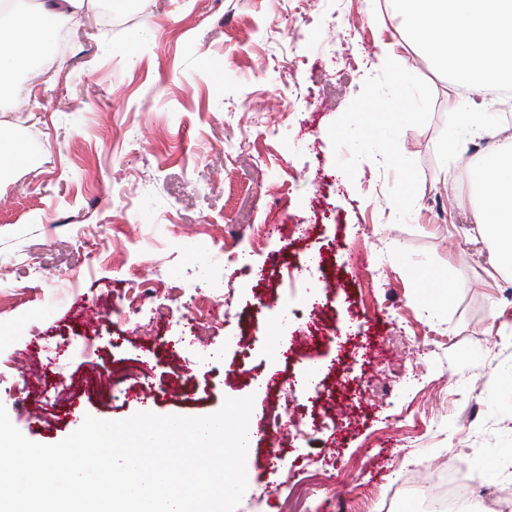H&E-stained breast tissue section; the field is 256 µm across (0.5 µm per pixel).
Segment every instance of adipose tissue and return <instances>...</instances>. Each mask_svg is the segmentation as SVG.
Instances as JSON below:
<instances>
[{"instance_id": "obj_1", "label": "adipose tissue", "mask_w": 512, "mask_h": 512, "mask_svg": "<svg viewBox=\"0 0 512 512\" xmlns=\"http://www.w3.org/2000/svg\"><path fill=\"white\" fill-rule=\"evenodd\" d=\"M403 21L398 38L383 46L386 59L400 58L404 46L425 51L450 74L454 89L449 111H487L486 90L512 86V0H386ZM92 0H39L35 8L12 14L0 25V93L15 92L20 64L38 47L55 38L57 22H80ZM470 136L488 137L492 144L470 161L477 204L474 219L480 235L496 246L494 270H512V136L497 128L469 123Z\"/></svg>"}]
</instances>
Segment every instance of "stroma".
<instances>
[{
    "label": "stroma",
    "instance_id": "35a3bbf8",
    "mask_svg": "<svg viewBox=\"0 0 512 512\" xmlns=\"http://www.w3.org/2000/svg\"><path fill=\"white\" fill-rule=\"evenodd\" d=\"M34 72L0 132V405L52 445L93 416L203 417L252 397L236 512H420L456 456L475 512L512 495V276L493 273L445 150L451 86L407 48L384 0H116ZM413 115L382 125L400 65ZM390 151V162L372 156ZM453 186H445L446 172ZM454 288L429 308L427 273ZM316 333L270 357L267 337ZM134 364L133 394L65 404L62 388ZM315 367L281 427L288 379ZM286 448L272 459L271 445ZM26 159L23 144L4 133L0 134V170L1 173L12 165H18ZM312 484L296 483L291 486L288 495L292 498L289 504V512H309L307 503L310 498L315 495Z\"/></svg>",
    "mask_w": 512,
    "mask_h": 512
}]
</instances>
